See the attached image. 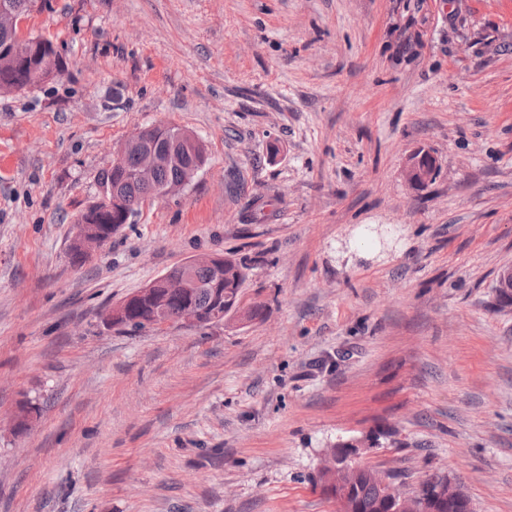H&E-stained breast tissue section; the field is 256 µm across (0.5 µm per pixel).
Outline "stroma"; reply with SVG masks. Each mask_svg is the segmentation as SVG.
<instances>
[{"instance_id":"1","label":"stroma","mask_w":512,"mask_h":512,"mask_svg":"<svg viewBox=\"0 0 512 512\" xmlns=\"http://www.w3.org/2000/svg\"><path fill=\"white\" fill-rule=\"evenodd\" d=\"M17 34L64 69L0 93V512H336L317 469L368 437L512 512V0H45ZM155 124L205 164L72 262ZM205 253L248 264L223 322L100 319ZM435 164L434 157L428 151L420 150L415 152L409 158L404 171L406 180L413 187L422 188L424 184L429 183L432 179ZM437 171L436 167L433 179H435ZM116 216L107 210H101L92 216V223L86 224L82 219L74 226V234L71 245L78 250L84 258L94 255L101 250L107 239H105L99 225L116 224Z\"/></svg>"}]
</instances>
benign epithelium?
Wrapping results in <instances>:
<instances>
[{
    "label": "benign epithelium",
    "instance_id": "benign-epithelium-1",
    "mask_svg": "<svg viewBox=\"0 0 512 512\" xmlns=\"http://www.w3.org/2000/svg\"><path fill=\"white\" fill-rule=\"evenodd\" d=\"M36 51V46L25 41L15 42L8 50L9 56L15 61L29 58ZM32 81L35 84L49 79L58 74L53 62V57H44L41 63L37 64L31 71ZM138 149L140 162L136 168L138 179L151 182L155 171L169 165L173 160V152L162 147L152 145V136L147 129H138L118 149L116 157L110 162L108 169L112 170L121 165L126 153L131 149ZM434 157L427 151L420 150L409 158L404 175L410 185L421 188L430 182L434 175ZM104 204L119 209L127 214L131 210L113 188L111 181L103 180L100 183V198L91 204L96 208ZM107 239H105L99 225L87 224L80 221L74 225V234L71 245L78 250L83 257L87 258L101 250ZM198 267H205L212 273L211 287H224V256L207 254L193 257L168 270L164 274L150 281L136 293L126 297L120 302L112 305L102 313L104 321L114 327H123L127 322L129 304L132 300L146 301L151 304L150 319L145 322L146 327H165L172 323L168 306L165 300L159 298V290L168 294L188 295L191 290L199 287L194 272ZM497 295L504 306H512V268L501 271L497 280ZM364 449L344 448L342 444L326 451L322 464L318 468L317 486L320 492L336 505V512H352L350 501V484L340 480V477L348 475L355 476L360 473L371 475L380 484L386 499L384 506L390 508V512H443L448 505V498L452 497L457 503H464L465 512H474V505L467 497L461 485L446 477L439 480L434 489L424 495L419 492L402 493L393 488L389 477L380 470L363 464L359 458Z\"/></svg>",
    "mask_w": 512,
    "mask_h": 512
}]
</instances>
